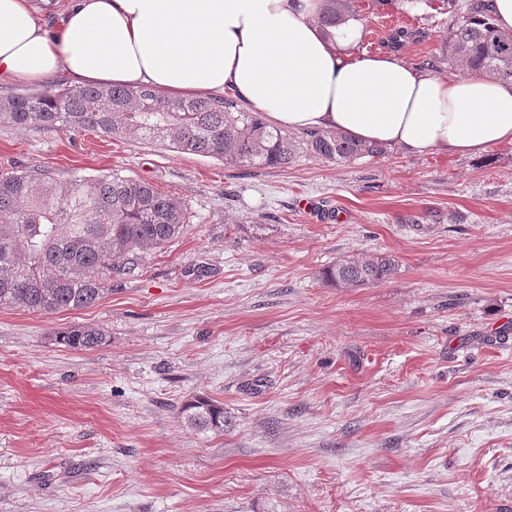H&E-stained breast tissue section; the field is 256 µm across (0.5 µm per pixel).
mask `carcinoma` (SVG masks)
I'll return each mask as SVG.
<instances>
[{
	"label": "carcinoma",
	"mask_w": 512,
	"mask_h": 512,
	"mask_svg": "<svg viewBox=\"0 0 512 512\" xmlns=\"http://www.w3.org/2000/svg\"><path fill=\"white\" fill-rule=\"evenodd\" d=\"M448 14V45L426 67L464 64L512 80V33L496 25L494 0H438ZM363 16L361 0H322L318 22L332 28ZM416 31L396 28L397 48ZM0 123L18 127L94 131L133 136L170 151L211 157L230 166L284 168L303 153L338 164L376 158L387 147L335 130L292 137L264 122L231 96L169 99L144 87L86 86L0 96ZM192 221L188 205L152 184L122 177L76 176L66 185L46 170L0 175V306L39 314L97 303L114 276L143 268L146 254L180 237ZM391 255L342 259L322 280L342 288L385 282L394 276ZM75 350L107 342L105 330L82 326L56 335ZM181 413L206 431L228 427L224 406L205 398L186 401Z\"/></svg>",
	"instance_id": "cac0c4a2"
}]
</instances>
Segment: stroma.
<instances>
[{"label":"stroma","mask_w":512,"mask_h":512,"mask_svg":"<svg viewBox=\"0 0 512 512\" xmlns=\"http://www.w3.org/2000/svg\"><path fill=\"white\" fill-rule=\"evenodd\" d=\"M357 52L441 56L448 18L386 0ZM118 174L192 222L93 306H0V512H512V144L286 168L0 124V174ZM386 282L334 288L341 258ZM100 327L90 351L57 332ZM224 406L221 433L182 404ZM397 261L385 253L342 259L324 269L322 280L342 288H358L386 282L394 276Z\"/></svg>","instance_id":"stroma-1"}]
</instances>
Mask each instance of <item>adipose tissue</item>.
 Instances as JSON below:
<instances>
[{
    "mask_svg": "<svg viewBox=\"0 0 512 512\" xmlns=\"http://www.w3.org/2000/svg\"><path fill=\"white\" fill-rule=\"evenodd\" d=\"M320 0H71L57 23L0 0V86H144L165 97L233 91L274 126L336 130L408 153L478 156L512 144V81L426 75L400 55H355L363 26L330 31Z\"/></svg>",
    "mask_w": 512,
    "mask_h": 512,
    "instance_id": "1",
    "label": "adipose tissue"
}]
</instances>
